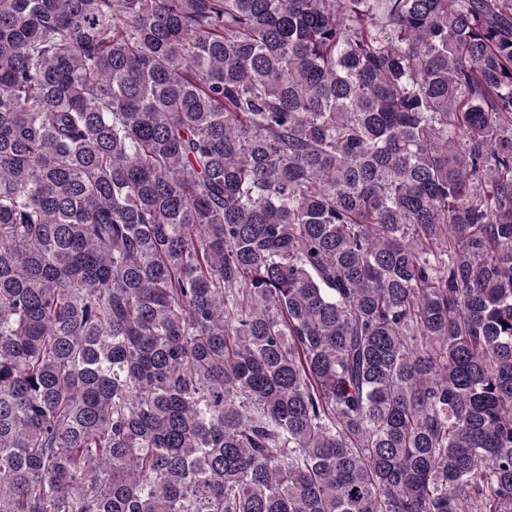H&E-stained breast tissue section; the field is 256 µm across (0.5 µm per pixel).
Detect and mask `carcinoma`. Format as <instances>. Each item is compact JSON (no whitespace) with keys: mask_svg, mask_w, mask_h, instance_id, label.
Here are the masks:
<instances>
[{"mask_svg":"<svg viewBox=\"0 0 512 512\" xmlns=\"http://www.w3.org/2000/svg\"><path fill=\"white\" fill-rule=\"evenodd\" d=\"M0 512H512V0H0Z\"/></svg>","mask_w":512,"mask_h":512,"instance_id":"obj_1","label":"carcinoma"}]
</instances>
